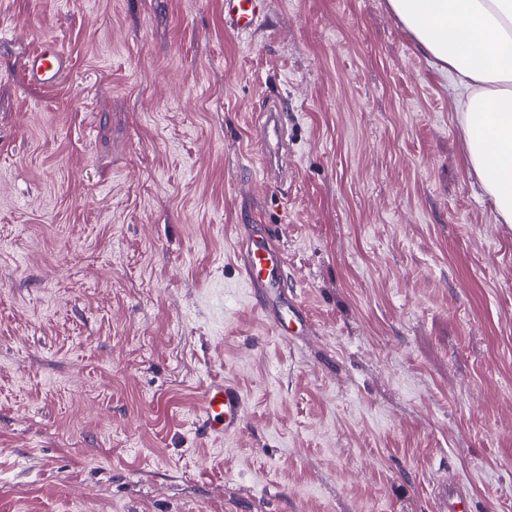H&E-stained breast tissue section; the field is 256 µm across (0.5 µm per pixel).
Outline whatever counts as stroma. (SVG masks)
I'll list each match as a JSON object with an SVG mask.
<instances>
[{
  "label": "stroma",
  "mask_w": 512,
  "mask_h": 512,
  "mask_svg": "<svg viewBox=\"0 0 512 512\" xmlns=\"http://www.w3.org/2000/svg\"><path fill=\"white\" fill-rule=\"evenodd\" d=\"M70 59L24 85L39 43ZM288 104L277 184L254 113ZM388 0H0V512H512V226ZM271 225L279 340L235 227ZM234 437L193 422L209 378ZM262 0H224V28L236 35H247L255 27ZM245 409V396L233 382L211 378L194 423L195 433L209 439L233 437L240 428ZM434 494L446 505L445 512H474L473 497L467 483L457 475L448 477V481L438 482Z\"/></svg>",
  "instance_id": "1"
}]
</instances>
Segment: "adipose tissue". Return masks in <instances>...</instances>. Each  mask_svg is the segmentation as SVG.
<instances>
[{
    "label": "adipose tissue",
    "instance_id": "ef3b65f1",
    "mask_svg": "<svg viewBox=\"0 0 512 512\" xmlns=\"http://www.w3.org/2000/svg\"><path fill=\"white\" fill-rule=\"evenodd\" d=\"M404 28L460 91L469 164L512 224V0H389Z\"/></svg>",
    "mask_w": 512,
    "mask_h": 512
}]
</instances>
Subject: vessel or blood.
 Masks as SVG:
<instances>
[{
    "instance_id": "b4317fda",
    "label": "vessel or blood",
    "mask_w": 512,
    "mask_h": 512,
    "mask_svg": "<svg viewBox=\"0 0 512 512\" xmlns=\"http://www.w3.org/2000/svg\"><path fill=\"white\" fill-rule=\"evenodd\" d=\"M262 0H224V27L236 35H246L255 27ZM70 62L54 42H44L23 65L27 83L50 87L66 76ZM281 100L267 101L260 115L258 150L267 179L275 177V162L285 147L287 130L280 119ZM239 273L248 288L262 296L261 311L276 336H284L289 320L305 322L298 302L281 303L280 295L287 278L288 260L272 243L268 225L249 224L236 238ZM246 409L243 392L224 378L210 379L194 423L197 435L209 439L230 438L237 434ZM434 494L447 506L448 512H474L473 497L466 482L451 476L434 487Z\"/></svg>"
}]
</instances>
